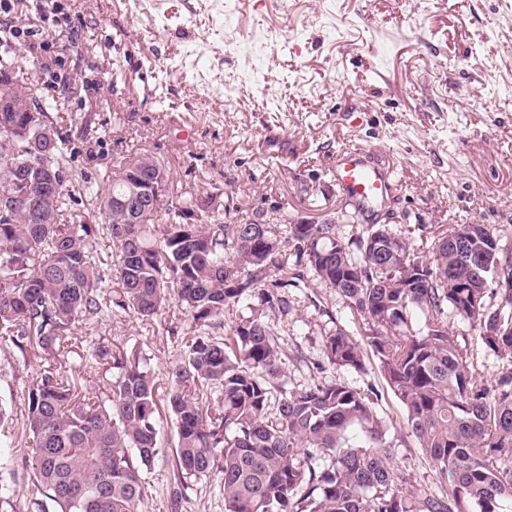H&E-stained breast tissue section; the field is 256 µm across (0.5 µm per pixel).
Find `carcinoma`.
I'll return each instance as SVG.
<instances>
[{
    "label": "carcinoma",
    "instance_id": "carcinoma-1",
    "mask_svg": "<svg viewBox=\"0 0 512 512\" xmlns=\"http://www.w3.org/2000/svg\"><path fill=\"white\" fill-rule=\"evenodd\" d=\"M0 85L32 108L0 112V188L23 194L30 181L54 182L32 211L0 205V351L36 349L44 360L21 414L22 468L39 492L27 512H138L163 406L176 424L178 478L218 477L224 512H508L512 368L485 376L476 349L450 334V320L466 321L484 353L512 359V247L501 235L454 224L429 237L420 224L429 242L421 255L402 229L362 226L352 213L346 235L336 224L289 223L282 236L269 223L225 221L211 195L167 204L160 194L145 223L127 224L131 174L150 172L154 155L123 163L105 186L77 179L62 117L6 49ZM77 194L91 197L101 222H66ZM291 256L363 321L357 336L325 335L327 362L360 370L377 361L448 487L418 493L413 472L393 464V424L376 412L378 393L341 380L286 391L274 326L293 283L273 274ZM248 297L263 312L226 321ZM173 299L191 324L167 381L140 350L100 341L76 350L77 323L151 321ZM69 354L78 370L110 362L116 376L88 398L62 365ZM352 427L358 443L346 437ZM13 428L0 401V437ZM15 471V459L0 455V512H15L5 483Z\"/></svg>",
    "mask_w": 512,
    "mask_h": 512
}]
</instances>
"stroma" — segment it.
Listing matches in <instances>:
<instances>
[{
  "label": "stroma",
  "mask_w": 512,
  "mask_h": 512,
  "mask_svg": "<svg viewBox=\"0 0 512 512\" xmlns=\"http://www.w3.org/2000/svg\"><path fill=\"white\" fill-rule=\"evenodd\" d=\"M44 22L14 0L8 22L49 34L64 55L11 50L25 77L58 102L80 146L100 144L75 170L111 181L140 152L162 160L167 200L214 196L248 218L340 219L349 205L331 185L329 159L356 144L390 157L395 196L377 224H482L512 234V0H53ZM275 329L287 389L344 380L377 390L392 421L394 464L416 488L444 483L416 447L374 360L362 370L323 366L326 333L358 326L343 300L313 276L289 289ZM185 309L153 321L79 323L80 334L141 348L167 378L179 363ZM33 355L0 353V400L20 408L39 369ZM175 427L163 421L139 512H224L218 480L179 481Z\"/></svg>",
  "instance_id": "obj_1"
}]
</instances>
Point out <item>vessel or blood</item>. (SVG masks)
<instances>
[{
  "instance_id": "vessel-or-blood-1",
  "label": "vessel or blood",
  "mask_w": 512,
  "mask_h": 512,
  "mask_svg": "<svg viewBox=\"0 0 512 512\" xmlns=\"http://www.w3.org/2000/svg\"><path fill=\"white\" fill-rule=\"evenodd\" d=\"M330 171L341 194L363 209H373L395 193L391 166L365 148L352 146L336 151Z\"/></svg>"
}]
</instances>
